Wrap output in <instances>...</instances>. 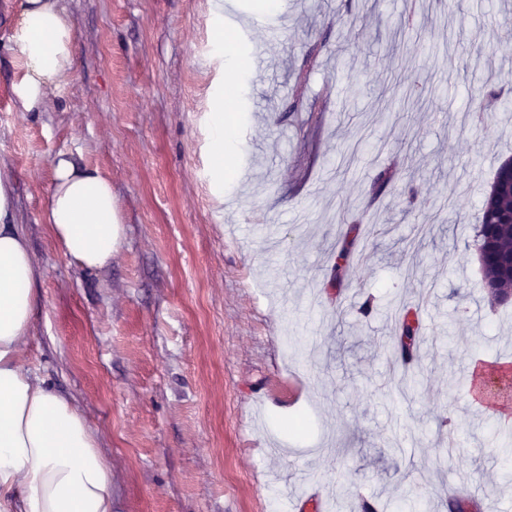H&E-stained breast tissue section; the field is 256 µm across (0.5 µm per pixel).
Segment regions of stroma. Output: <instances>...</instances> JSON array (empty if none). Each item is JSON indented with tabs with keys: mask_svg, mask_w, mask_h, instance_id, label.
<instances>
[{
	"mask_svg": "<svg viewBox=\"0 0 512 512\" xmlns=\"http://www.w3.org/2000/svg\"><path fill=\"white\" fill-rule=\"evenodd\" d=\"M18 3L0 0V175L37 271L28 359L85 416L113 512H512V304L488 305L473 243L512 112L466 110L512 97V0H224L225 25L212 0H62L74 75L37 112L11 93ZM63 149L112 182L123 236L94 273L45 222ZM357 206L337 290L336 216ZM404 300L428 318L405 374ZM289 415L305 435L282 436ZM224 103L212 112L210 130V148L214 176L217 180H224V155L231 158L230 145L233 143V132L228 125H224Z\"/></svg>",
	"mask_w": 512,
	"mask_h": 512,
	"instance_id": "obj_1",
	"label": "stroma"
}]
</instances>
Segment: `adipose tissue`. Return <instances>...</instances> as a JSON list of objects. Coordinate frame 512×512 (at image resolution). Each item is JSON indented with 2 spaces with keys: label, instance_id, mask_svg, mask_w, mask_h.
<instances>
[{
  "label": "adipose tissue",
  "instance_id": "ef3b65f1",
  "mask_svg": "<svg viewBox=\"0 0 512 512\" xmlns=\"http://www.w3.org/2000/svg\"><path fill=\"white\" fill-rule=\"evenodd\" d=\"M75 45L59 0H23L8 37L19 110L41 109L69 83ZM51 167L52 234L80 269L107 267L121 233L110 180L70 150L59 151ZM12 207L0 181V512H112V467L84 416L25 360L36 272L24 235L6 221Z\"/></svg>",
  "mask_w": 512,
  "mask_h": 512
}]
</instances>
